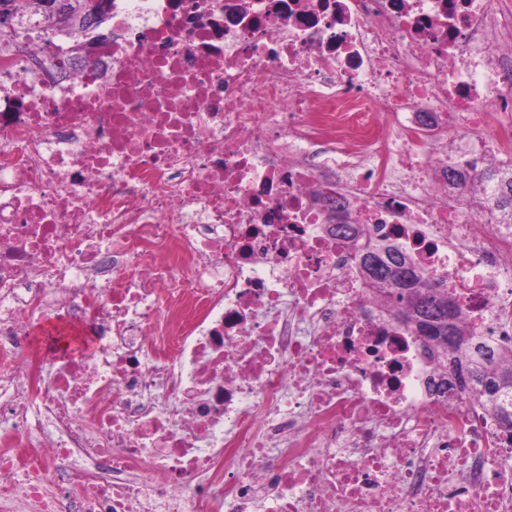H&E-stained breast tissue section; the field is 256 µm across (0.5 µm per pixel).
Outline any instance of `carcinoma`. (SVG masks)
<instances>
[{
	"mask_svg": "<svg viewBox=\"0 0 512 512\" xmlns=\"http://www.w3.org/2000/svg\"><path fill=\"white\" fill-rule=\"evenodd\" d=\"M62 12L42 7V0H0L12 15L14 26L22 20L35 23L43 31L82 33L91 25L66 24L61 15H79L86 0H59ZM481 179L493 186L485 199V207L497 216L499 223L512 224V165L487 169ZM360 260L366 287L386 297L397 310L399 320L420 335L437 341L448 364L454 368L455 386L461 390L473 385L480 391L485 407L499 425L512 432V351L498 352L481 345L474 337L465 336L463 311L454 306L451 335L443 333L440 323L443 306L452 298L450 292L433 286L430 277L415 267L409 257L397 248L382 247L367 239L360 247Z\"/></svg>",
	"mask_w": 512,
	"mask_h": 512,
	"instance_id": "1",
	"label": "carcinoma"
}]
</instances>
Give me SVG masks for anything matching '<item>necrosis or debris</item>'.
<instances>
[{"mask_svg": "<svg viewBox=\"0 0 512 512\" xmlns=\"http://www.w3.org/2000/svg\"><path fill=\"white\" fill-rule=\"evenodd\" d=\"M0 36V512H512V434L366 288L512 350V0H112ZM38 314L92 340L31 357ZM481 179L494 187L485 199L486 209L500 224H512V165L484 170Z\"/></svg>", "mask_w": 512, "mask_h": 512, "instance_id": "necrosis-or-debris-1", "label": "necrosis or debris"}]
</instances>
